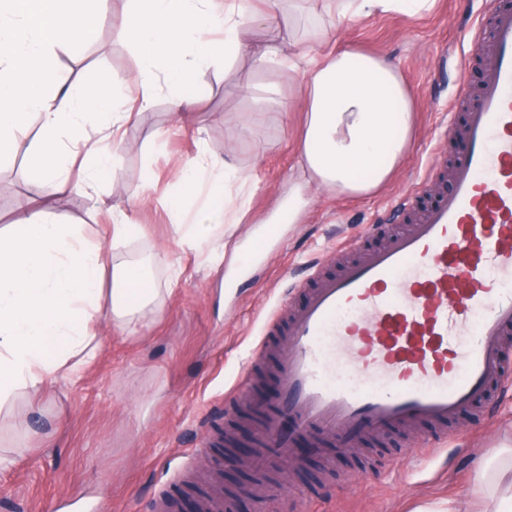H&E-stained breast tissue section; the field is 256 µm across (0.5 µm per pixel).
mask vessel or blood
<instances>
[{
    "label": "vessel or blood",
    "mask_w": 512,
    "mask_h": 512,
    "mask_svg": "<svg viewBox=\"0 0 512 512\" xmlns=\"http://www.w3.org/2000/svg\"><path fill=\"white\" fill-rule=\"evenodd\" d=\"M481 78H462L450 137L463 153L400 201L413 221L334 276L315 275L297 311L279 304L234 389L265 418L250 467L287 461L298 438L360 440L449 421L512 378V6L473 32ZM278 391L256 380L274 336Z\"/></svg>",
    "instance_id": "vessel-or-blood-1"
}]
</instances>
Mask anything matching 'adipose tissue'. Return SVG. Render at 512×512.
<instances>
[{
	"instance_id": "1",
	"label": "adipose tissue",
	"mask_w": 512,
	"mask_h": 512,
	"mask_svg": "<svg viewBox=\"0 0 512 512\" xmlns=\"http://www.w3.org/2000/svg\"><path fill=\"white\" fill-rule=\"evenodd\" d=\"M106 6L107 0H0V160L20 152L36 160L30 204L11 232L0 233V403L37 392L71 358L91 362L94 321L110 319L122 333L133 318L157 312L159 290L141 265L116 261L110 249L89 243L80 225L58 223L46 205L68 190L94 196L120 143L90 146L74 180L75 154L63 137L94 117L120 130L135 106H148L162 85L174 112L190 111L195 102L182 96V88L195 84L216 56L230 61L239 55L241 33L254 20L233 0H129L122 35L136 51L135 79L102 71L72 86L57 66V52L83 48ZM217 27L224 33L220 44L211 38ZM295 54L306 61L299 89L308 109L297 155L309 180L288 184L292 222L306 212L308 184L349 196L387 184L415 125L411 92L386 57L326 49L314 35ZM33 121L37 137L21 140ZM179 179L190 191L206 184L210 192L190 224L181 221V201L169 202L174 231L207 245L211 262L221 264L224 238L216 229L241 206L226 188L242 176L205 148L180 167ZM108 272L113 288L106 305L101 285Z\"/></svg>"
}]
</instances>
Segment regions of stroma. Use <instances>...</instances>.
<instances>
[{"label":"stroma","mask_w":512,"mask_h":512,"mask_svg":"<svg viewBox=\"0 0 512 512\" xmlns=\"http://www.w3.org/2000/svg\"><path fill=\"white\" fill-rule=\"evenodd\" d=\"M492 0H434L417 12H389L337 20L333 8L281 14L276 26L257 21L243 33L249 50L270 40L292 49L302 29L316 24L328 39L385 55L415 95L419 123L412 146L392 182L380 192L348 198L312 191L299 222L276 221L288 200V180L298 172L296 139L306 100L291 96L301 69L269 76L247 54L206 68L192 95L201 97L191 122L180 123L167 89L135 110L121 130L123 148L98 186L99 206L79 193L56 195L49 208L62 224L86 225L104 239L113 217L141 225L138 238L114 243L117 260L135 261L167 251L168 263L151 266L160 290L159 315L134 319L129 333L107 319L96 325L101 344L78 382L68 371L38 396L20 393L0 404V512H157L162 497L183 505L184 475L208 490L229 489L232 512H444L470 497L476 460L512 448V391L493 392L448 424L437 442L416 432L392 437L391 454L376 444L350 457L324 451L299 466H278L265 476L272 488L263 502L248 490L256 480L246 467H226L221 449L206 447L213 429L231 430L239 412L224 401L242 363L257 343L279 299L302 304L293 284L312 267L337 271L332 250L361 236L365 225L399 224L401 195L421 183L448 145L460 69L472 55L473 25ZM126 0H111L95 26L91 45L64 67L78 85L102 70L131 79L137 57L120 34ZM227 158L248 176V205L223 228L229 248L256 257L239 266L214 267L208 249L182 241L171 227L167 202L186 195L175 170L201 146ZM35 165L15 157L0 164V231L10 228L29 201ZM438 455H428L431 447Z\"/></svg>","instance_id":"1"}]
</instances>
